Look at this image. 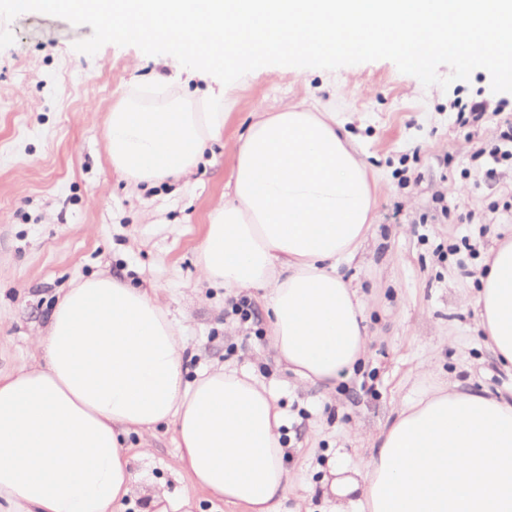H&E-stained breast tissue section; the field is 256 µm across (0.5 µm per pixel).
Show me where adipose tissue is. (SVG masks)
<instances>
[{
	"label": "adipose tissue",
	"instance_id": "adipose-tissue-1",
	"mask_svg": "<svg viewBox=\"0 0 512 512\" xmlns=\"http://www.w3.org/2000/svg\"><path fill=\"white\" fill-rule=\"evenodd\" d=\"M336 113H254L198 246L202 280L259 290L277 362L332 392L365 358V303L342 269L373 226L379 174ZM479 327L512 373V239L491 249ZM0 372V512H117L130 461L172 427L179 469L209 498L280 512L289 489L275 394L231 365L186 380V328L158 289L108 274L72 283ZM139 448L126 447L129 434ZM360 468L333 465L330 512H512V392L419 391L368 441Z\"/></svg>",
	"mask_w": 512,
	"mask_h": 512
}]
</instances>
